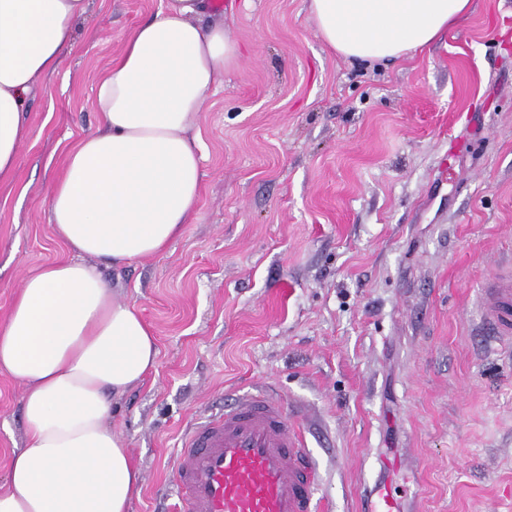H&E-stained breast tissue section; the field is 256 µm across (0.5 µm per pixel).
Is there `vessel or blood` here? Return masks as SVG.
<instances>
[{"label": "vessel or blood", "mask_w": 512, "mask_h": 512, "mask_svg": "<svg viewBox=\"0 0 512 512\" xmlns=\"http://www.w3.org/2000/svg\"><path fill=\"white\" fill-rule=\"evenodd\" d=\"M495 350L512 355V265L482 294ZM177 512H320L319 476L295 418L249 394L190 430L175 459Z\"/></svg>", "instance_id": "vessel-or-blood-1"}]
</instances>
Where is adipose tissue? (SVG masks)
<instances>
[{"label":"adipose tissue","mask_w":512,"mask_h":512,"mask_svg":"<svg viewBox=\"0 0 512 512\" xmlns=\"http://www.w3.org/2000/svg\"><path fill=\"white\" fill-rule=\"evenodd\" d=\"M87 0H0V183L28 131L21 115L71 45ZM205 0H167L99 78L100 128L73 145L48 197L69 258L27 274L0 323V371L22 387L26 446L9 465L0 512H129L140 481L105 422L108 395L150 374L156 340L90 258L120 266L167 249L201 184L193 134L240 50ZM324 42L362 63L398 60L467 19L471 0H310Z\"/></svg>","instance_id":"1"}]
</instances>
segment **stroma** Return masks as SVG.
Returning a JSON list of instances; mask_svg holds the SVG:
<instances>
[{
	"label": "stroma",
	"mask_w": 512,
	"mask_h": 512,
	"mask_svg": "<svg viewBox=\"0 0 512 512\" xmlns=\"http://www.w3.org/2000/svg\"><path fill=\"white\" fill-rule=\"evenodd\" d=\"M165 0H89L23 114L0 185V321L26 273L68 257L48 222L99 75ZM239 62L198 122L189 224L99 270L154 332L156 369L107 422L141 475L130 512H173L187 428L257 390L304 428L325 512L370 488L398 512H512V360L477 294L512 259V0H473L437 43L370 66L330 50L307 0H223ZM25 446L0 371V490Z\"/></svg>",
	"instance_id": "1"
}]
</instances>
